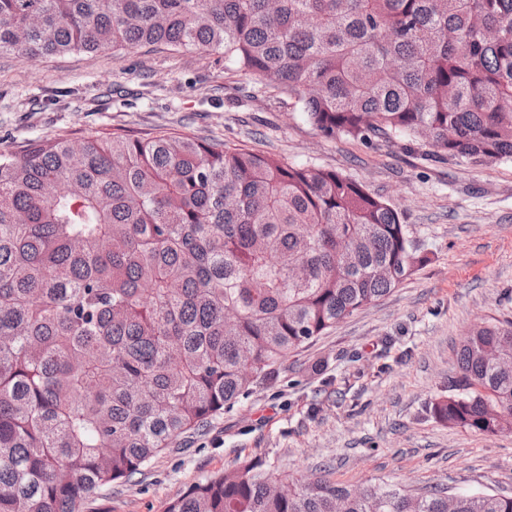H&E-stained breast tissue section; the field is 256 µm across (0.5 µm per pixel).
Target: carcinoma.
<instances>
[{"label":"carcinoma","mask_w":512,"mask_h":512,"mask_svg":"<svg viewBox=\"0 0 512 512\" xmlns=\"http://www.w3.org/2000/svg\"><path fill=\"white\" fill-rule=\"evenodd\" d=\"M166 45L277 83L327 136L512 160V0H0V55ZM0 153V512H79L288 354L428 261L336 171L178 134L90 132ZM429 413L512 433V320L457 350ZM448 512V492L270 480L258 461L167 512ZM454 512H512L461 493Z\"/></svg>","instance_id":"obj_1"}]
</instances>
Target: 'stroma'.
<instances>
[{
  "mask_svg": "<svg viewBox=\"0 0 512 512\" xmlns=\"http://www.w3.org/2000/svg\"><path fill=\"white\" fill-rule=\"evenodd\" d=\"M90 131L176 132L340 172L396 206L428 261L80 512H165L193 483L251 459L275 479L324 466L345 485L512 496V434L451 427L427 411L448 393L465 331L512 318V161L431 162L399 136H324L297 99L220 50L0 56V152Z\"/></svg>",
  "mask_w": 512,
  "mask_h": 512,
  "instance_id": "obj_1",
  "label": "stroma"
}]
</instances>
